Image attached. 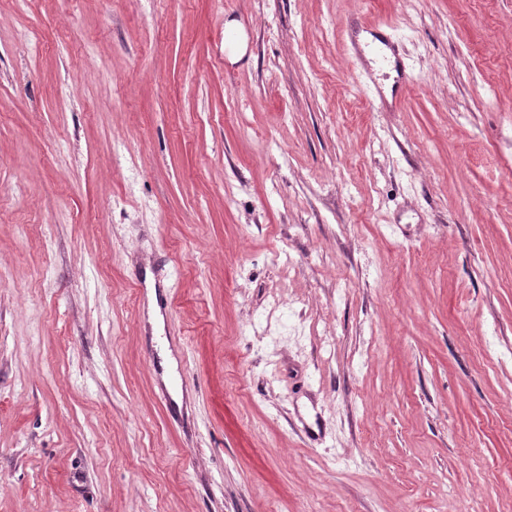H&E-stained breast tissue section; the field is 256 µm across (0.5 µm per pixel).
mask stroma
<instances>
[{
    "mask_svg": "<svg viewBox=\"0 0 512 512\" xmlns=\"http://www.w3.org/2000/svg\"><path fill=\"white\" fill-rule=\"evenodd\" d=\"M0 512H512V0H0ZM247 48L246 35L237 21L231 20L224 24V52L228 50L231 62L241 59Z\"/></svg>",
    "mask_w": 512,
    "mask_h": 512,
    "instance_id": "obj_1",
    "label": "stroma"
}]
</instances>
